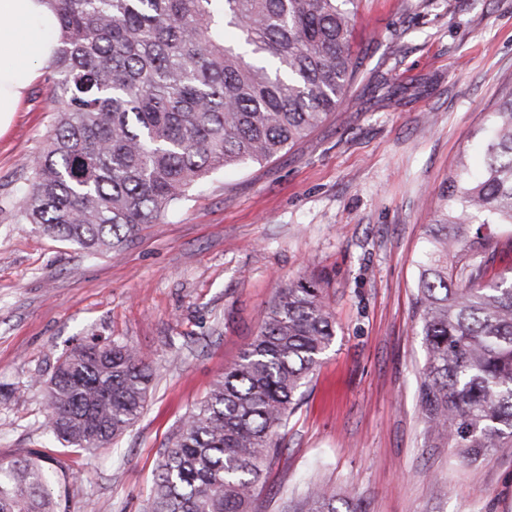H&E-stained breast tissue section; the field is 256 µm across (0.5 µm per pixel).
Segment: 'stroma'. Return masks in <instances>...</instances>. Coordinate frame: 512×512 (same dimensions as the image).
I'll return each instance as SVG.
<instances>
[{
    "label": "stroma",
    "instance_id": "stroma-1",
    "mask_svg": "<svg viewBox=\"0 0 512 512\" xmlns=\"http://www.w3.org/2000/svg\"><path fill=\"white\" fill-rule=\"evenodd\" d=\"M357 79L273 160L191 188L94 255L16 217L54 126L47 66L0 136V460L49 454L61 512H143L158 452L239 359L280 288L315 278L336 326L277 440L252 512L320 483L365 512H512V447L477 462L434 439L414 316L444 180L482 162L512 90V0H350ZM126 342L156 369L140 419L92 454L52 443L45 384L73 346Z\"/></svg>",
    "mask_w": 512,
    "mask_h": 512
}]
</instances>
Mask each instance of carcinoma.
I'll list each match as a JSON object with an SVG mask.
<instances>
[{"label": "carcinoma", "instance_id": "obj_1", "mask_svg": "<svg viewBox=\"0 0 512 512\" xmlns=\"http://www.w3.org/2000/svg\"><path fill=\"white\" fill-rule=\"evenodd\" d=\"M346 0H49L58 121L31 161L16 217L90 253L134 238L213 172L267 162L307 137L356 80ZM477 175L443 183L418 267L427 350L419 406L471 461L512 447V275L487 278L495 230L512 235V90ZM335 336L313 280L280 289L259 333L183 420L148 512H250L301 388ZM155 368L115 341L72 348L46 382V433L92 452L141 416ZM37 452L0 462V512H60ZM310 486L286 512H340Z\"/></svg>", "mask_w": 512, "mask_h": 512}]
</instances>
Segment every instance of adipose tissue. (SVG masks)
<instances>
[{
    "mask_svg": "<svg viewBox=\"0 0 512 512\" xmlns=\"http://www.w3.org/2000/svg\"><path fill=\"white\" fill-rule=\"evenodd\" d=\"M59 46V21L47 0H0V129Z\"/></svg>",
    "mask_w": 512,
    "mask_h": 512,
    "instance_id": "adipose-tissue-1",
    "label": "adipose tissue"
}]
</instances>
